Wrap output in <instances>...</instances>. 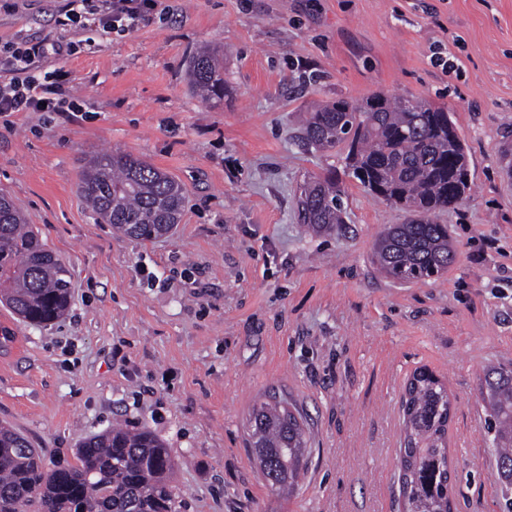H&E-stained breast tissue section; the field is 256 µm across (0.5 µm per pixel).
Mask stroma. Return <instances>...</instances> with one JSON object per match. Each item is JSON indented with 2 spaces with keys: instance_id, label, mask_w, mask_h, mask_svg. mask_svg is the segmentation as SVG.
I'll use <instances>...</instances> for the list:
<instances>
[{
  "instance_id": "obj_1",
  "label": "stroma",
  "mask_w": 512,
  "mask_h": 512,
  "mask_svg": "<svg viewBox=\"0 0 512 512\" xmlns=\"http://www.w3.org/2000/svg\"><path fill=\"white\" fill-rule=\"evenodd\" d=\"M61 0H0V44H78L60 59L81 112L0 125V192L63 260L70 303L34 325L0 306V423L45 468L121 425L161 439L176 512H402L397 450L408 377L448 386L457 512H502L483 377L512 366V0H162L137 31L60 26ZM224 53L228 91L188 84L197 47ZM381 93L450 112L470 197L439 212L458 251L427 282L373 262L406 213L342 182L345 222L314 232L300 186L345 151L300 140L313 102ZM124 152L184 184L174 233L141 242L96 221L85 160ZM305 418L307 473L273 493L246 445L269 393Z\"/></svg>"
}]
</instances>
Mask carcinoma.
Returning a JSON list of instances; mask_svg holds the SVG:
<instances>
[{
	"label": "carcinoma",
	"mask_w": 512,
	"mask_h": 512,
	"mask_svg": "<svg viewBox=\"0 0 512 512\" xmlns=\"http://www.w3.org/2000/svg\"><path fill=\"white\" fill-rule=\"evenodd\" d=\"M190 87L206 102L228 90L224 62L204 48L187 64ZM302 140L329 151L345 146V169L369 193L402 208L374 248V262L398 282L436 279L457 257L448 226L436 214L468 198L470 169L450 113L424 98L414 107L375 95L363 103L318 104L305 114ZM78 191L97 219L119 234L150 241L172 232L185 205L183 185L128 153L90 160ZM302 223L331 231L344 223L336 178L308 183L299 197ZM62 261L39 240L13 202L0 193V303L23 320L48 323L68 308L70 283ZM489 425L504 512H512V368L485 376ZM448 388L427 370L408 378L402 400L404 439L398 452L404 512H452L448 473ZM247 443L275 473L271 487L292 494L306 465L303 417L274 394L253 406ZM174 461L164 442L122 428L86 440L77 463L45 470L39 454L14 428L0 424V512H175Z\"/></svg>",
	"instance_id": "obj_1"
}]
</instances>
